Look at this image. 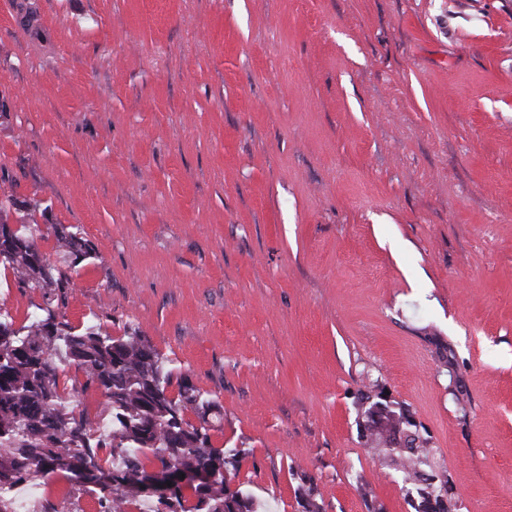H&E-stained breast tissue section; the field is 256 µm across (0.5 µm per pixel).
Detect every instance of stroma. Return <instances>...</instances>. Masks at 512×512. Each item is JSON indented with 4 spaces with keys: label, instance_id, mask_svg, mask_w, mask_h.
I'll return each mask as SVG.
<instances>
[{
    "label": "stroma",
    "instance_id": "35a3bbf8",
    "mask_svg": "<svg viewBox=\"0 0 512 512\" xmlns=\"http://www.w3.org/2000/svg\"><path fill=\"white\" fill-rule=\"evenodd\" d=\"M7 197L93 245L67 320L217 398L265 512L305 473L325 512H414L375 382L450 512H512V0H0ZM40 301L0 270V309ZM381 402V401H377ZM385 405V412L376 422L372 437L367 441L369 448H375L383 452L384 461L397 475L402 489L409 492L414 490L415 497L419 500L414 506L415 512H448L446 506L440 502L447 496L451 500L452 490L446 489L443 485L429 482L437 475L434 473L431 464V448L429 440L419 434L417 426L413 423L411 415L402 408ZM413 433V437L406 448H393L391 439L401 426L406 427ZM414 427V430L412 429ZM432 499L435 506H430Z\"/></svg>",
    "mask_w": 512,
    "mask_h": 512
}]
</instances>
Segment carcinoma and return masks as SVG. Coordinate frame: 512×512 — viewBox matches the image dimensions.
<instances>
[{
  "mask_svg": "<svg viewBox=\"0 0 512 512\" xmlns=\"http://www.w3.org/2000/svg\"><path fill=\"white\" fill-rule=\"evenodd\" d=\"M16 205L0 201V265L19 287L37 289L41 303L21 326L0 313V512H12L20 490L59 472L96 494L99 512H142L145 505L148 512H259L246 489L230 487L248 450L212 443L211 431L224 420L220 403L188 376H174L138 328L112 336L97 325L72 326L65 319L71 272L95 250L59 224L8 223L3 214ZM49 240L48 253L41 242ZM66 363L81 373L73 390L105 399L108 433L98 432L88 412L67 405L60 389ZM367 445L384 453L402 489L414 490L415 512H448L440 502L448 489L430 482L429 440L406 410L385 405ZM182 471L208 479L174 482L166 494L147 491L152 475ZM301 480L302 512H323L315 477Z\"/></svg>",
  "mask_w": 512,
  "mask_h": 512,
  "instance_id": "carcinoma-1",
  "label": "carcinoma"
}]
</instances>
